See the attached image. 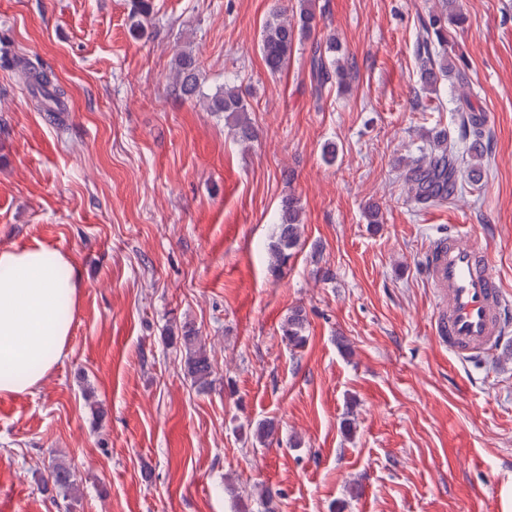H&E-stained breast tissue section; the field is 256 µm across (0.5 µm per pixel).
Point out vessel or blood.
<instances>
[{
	"label": "vessel or blood",
	"mask_w": 512,
	"mask_h": 512,
	"mask_svg": "<svg viewBox=\"0 0 512 512\" xmlns=\"http://www.w3.org/2000/svg\"><path fill=\"white\" fill-rule=\"evenodd\" d=\"M427 270L438 296L446 300L434 326L449 353L467 363L498 348L512 330V302L503 294L481 241L437 238Z\"/></svg>",
	"instance_id": "vessel-or-blood-1"
}]
</instances>
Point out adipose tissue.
<instances>
[{"instance_id":"1","label":"adipose tissue","mask_w":512,"mask_h":512,"mask_svg":"<svg viewBox=\"0 0 512 512\" xmlns=\"http://www.w3.org/2000/svg\"><path fill=\"white\" fill-rule=\"evenodd\" d=\"M80 288L76 266L59 251L0 250V393L34 389L68 342Z\"/></svg>"}]
</instances>
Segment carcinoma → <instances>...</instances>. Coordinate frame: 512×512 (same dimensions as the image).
I'll list each match as a JSON object with an SVG mask.
<instances>
[{
    "instance_id": "cac0c4a2",
    "label": "carcinoma",
    "mask_w": 512,
    "mask_h": 512,
    "mask_svg": "<svg viewBox=\"0 0 512 512\" xmlns=\"http://www.w3.org/2000/svg\"><path fill=\"white\" fill-rule=\"evenodd\" d=\"M444 14H432L422 26L423 35L418 41L416 55L419 61V76L422 89L434 91L438 78L456 74L457 80L466 81L465 75L448 60L445 45L447 35ZM317 26V16L312 0H298V9L291 18L284 12L271 16L263 26L260 39V53L268 71L272 74L283 71L288 65L293 42L298 38L310 36ZM340 51L336 37L329 35L325 41H317L311 47V74L317 85L322 87L334 83L342 88L350 84L354 66L351 60L341 62L328 59L329 54ZM19 83L25 86L36 106L48 113L52 119L67 111L66 91L59 84L55 74L24 55H1ZM176 67L173 74L174 89L185 99L200 96L201 73L197 69L192 54L180 51L175 57ZM208 110L222 112L231 120L232 131L238 144L245 146L257 138V129L251 122L248 104L239 90L226 86L208 98ZM461 111L466 113V121L472 128V140L466 150L469 156V180L477 182L482 176L480 160L486 152L483 141V123L481 115L475 113L468 96L461 97ZM459 153L455 142L448 135L440 134L433 140L430 156L422 157L409 166L405 172V181L409 193L415 202L428 204L448 200L453 189V180ZM302 208L299 199L290 194L282 200L280 223L276 226L274 241L269 248L270 267L278 269L286 263L301 239ZM306 316L300 309L291 311L281 324L282 336L292 347H300L306 341ZM168 337L180 343L185 356L184 371L193 384L201 391L211 384L213 363L205 347L200 342L196 330L186 324L168 327ZM51 477L60 489L71 492L77 489L76 479L70 466L56 462L51 465Z\"/></svg>"
}]
</instances>
